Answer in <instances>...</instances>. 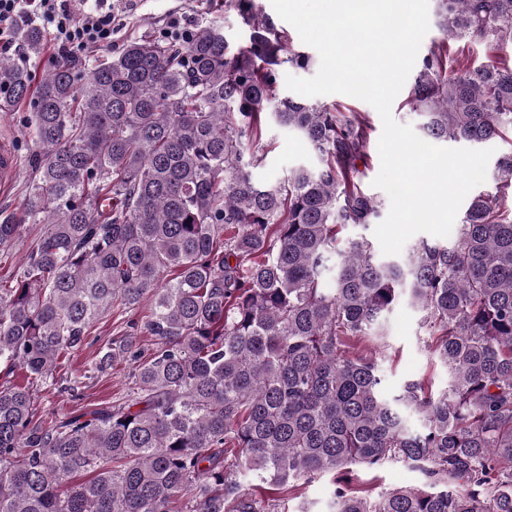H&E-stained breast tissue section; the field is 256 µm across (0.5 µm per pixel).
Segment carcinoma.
I'll list each match as a JSON object with an SVG mask.
<instances>
[{
  "mask_svg": "<svg viewBox=\"0 0 512 512\" xmlns=\"http://www.w3.org/2000/svg\"><path fill=\"white\" fill-rule=\"evenodd\" d=\"M435 3L443 38L410 108L431 139L511 150L448 245L401 261L364 237L338 248L341 229L383 206L362 187L372 126L277 96L282 69L314 58L259 0H224L248 27L236 49L210 23L186 44L131 40L81 73L55 60L36 82L0 58V110L32 104L27 216L44 225L23 274L0 280V365L56 381L116 301L151 299L143 329L156 342L129 403L48 426L30 387L0 384V512H172L178 495L182 512H287L285 487L389 461L423 471L429 489L339 487L329 512H512V65L474 67L448 48L512 42V0ZM21 38L43 54L40 27ZM263 113L316 163L257 182ZM25 230L1 222L0 251ZM402 298L451 374L436 397L416 381L385 397L375 362L348 351ZM133 354L122 342L102 362Z\"/></svg>",
  "mask_w": 512,
  "mask_h": 512,
  "instance_id": "cac0c4a2",
  "label": "carcinoma"
}]
</instances>
